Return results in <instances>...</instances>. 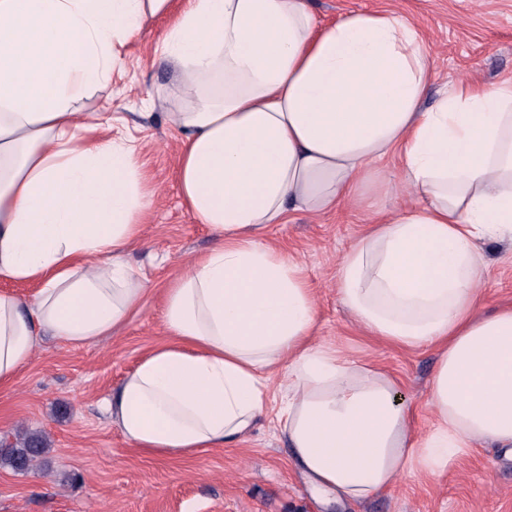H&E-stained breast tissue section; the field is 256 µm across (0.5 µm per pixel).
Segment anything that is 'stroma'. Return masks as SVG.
Listing matches in <instances>:
<instances>
[{
	"label": "stroma",
	"instance_id": "stroma-1",
	"mask_svg": "<svg viewBox=\"0 0 512 512\" xmlns=\"http://www.w3.org/2000/svg\"><path fill=\"white\" fill-rule=\"evenodd\" d=\"M321 22L353 11H392L427 40L434 89L464 78L493 83L512 78V0H308ZM168 25L152 21L126 49L110 90L85 111L139 147L155 197L140 241L128 260L152 290L145 310L101 342L71 347L42 340L12 385L0 387V440L24 429L43 435L48 449L28 472L0 465V512H512V459L476 448L433 479L405 477L362 502L319 499L296 470L273 418L261 419L243 442L199 455L150 456L132 448L99 402L154 347L168 339L161 290L208 251L212 238L182 204L177 160L180 133L162 108L172 72L154 63ZM398 195L370 199L341 214H289L268 228V241L295 255L314 290L317 342L390 372L409 399L415 427L431 423L427 399L436 353L386 346L365 336L336 293L340 258L375 211L397 210ZM484 306H512V244L486 245Z\"/></svg>",
	"mask_w": 512,
	"mask_h": 512
}]
</instances>
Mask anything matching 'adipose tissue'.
<instances>
[{"label": "adipose tissue", "mask_w": 512, "mask_h": 512, "mask_svg": "<svg viewBox=\"0 0 512 512\" xmlns=\"http://www.w3.org/2000/svg\"><path fill=\"white\" fill-rule=\"evenodd\" d=\"M167 15L154 54L177 77L179 194L214 243L166 286L169 339L105 398L113 425L152 455L221 448L276 378L275 423L323 497L363 501L482 446L512 455V308L478 312L484 246L512 240V80L425 106L428 45L390 11L325 25L307 0H0V281L37 287L0 290V386L41 338L95 344L148 304L127 256L154 190L137 149L80 111ZM390 191L406 204L365 226L336 290L367 335L436 349L424 434L392 375L315 342L303 268L264 238Z\"/></svg>", "instance_id": "1"}]
</instances>
